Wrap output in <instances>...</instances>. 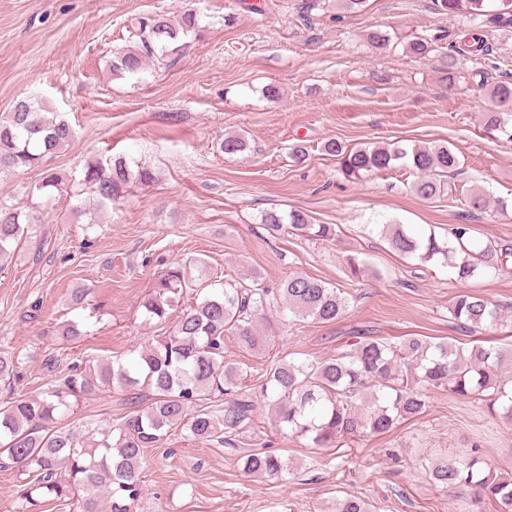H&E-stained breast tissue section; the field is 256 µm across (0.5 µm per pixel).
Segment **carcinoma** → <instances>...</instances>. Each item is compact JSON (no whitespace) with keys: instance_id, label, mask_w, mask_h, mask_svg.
<instances>
[{"instance_id":"1","label":"carcinoma","mask_w":512,"mask_h":512,"mask_svg":"<svg viewBox=\"0 0 512 512\" xmlns=\"http://www.w3.org/2000/svg\"><path fill=\"white\" fill-rule=\"evenodd\" d=\"M436 10L464 14L472 20L512 27V0H434ZM197 15L179 19L158 14L129 28L130 44L113 54L112 72L137 74L149 59H163L176 43L198 30ZM436 40L416 36L408 50L419 58L436 52ZM512 104V80L494 83L487 91L485 124L512 138V115L500 108ZM73 128L58 113L34 98L17 100L0 115V174L34 168L48 155L70 143ZM240 135H227L220 148L233 155L244 151ZM324 152L336 158L349 181L402 166L418 178L412 188L422 199L447 190L446 177L457 170L459 159L446 144L414 146L400 142L348 147L330 140ZM153 180L146 167L130 169L122 159L89 160L82 185L102 206L124 197L128 185ZM40 193L67 192L62 178L46 170L34 187ZM37 211L0 203V269L15 252ZM261 223L272 232L288 228L297 236L318 240L336 235L331 224H313L300 210L282 214L263 212ZM381 235L391 249L423 263L440 260L460 282L504 268V259L492 245L481 246L470 237L467 224H456L450 237L412 231L404 224H384ZM195 292V302L182 306L184 294ZM347 307L337 288L308 275L296 274L278 288L263 285L261 271L252 268L238 276L212 279L200 271L189 280L186 266L174 262L154 281L140 301L144 322L165 325L132 356L119 361H98L85 369L75 365L59 382L39 396L0 403V468H18L29 481L18 497V512H32L44 502L73 506L77 512H131L141 494L140 474L147 449L156 448L175 428L198 440L211 441L240 427L253 411L252 401L229 399L224 406L203 405L208 397L229 395L247 377L246 369L224 357V338L239 348L259 352L267 336L257 325L265 310L284 317L332 323ZM449 312L456 328L472 336L501 324L502 310L473 293L453 298ZM57 333L67 342L86 335L81 323L70 320ZM512 364V349L480 343L460 346L418 336L391 342L361 336L354 348L325 361L281 359L260 376L262 393L274 410L278 431L305 441L309 448H335L345 439L383 435L398 424L423 413L426 391L446 389L464 398H487L489 408L512 421V391L504 369ZM128 390L151 392L149 403L131 411L116 426L90 424L77 432L63 423L84 400L112 384ZM246 473L282 480L292 465L272 452L249 454ZM435 483L444 488L465 485L476 501H496L512 507V477L485 471L476 458L441 457L430 464ZM332 512H371V504L358 497L336 499Z\"/></svg>"}]
</instances>
